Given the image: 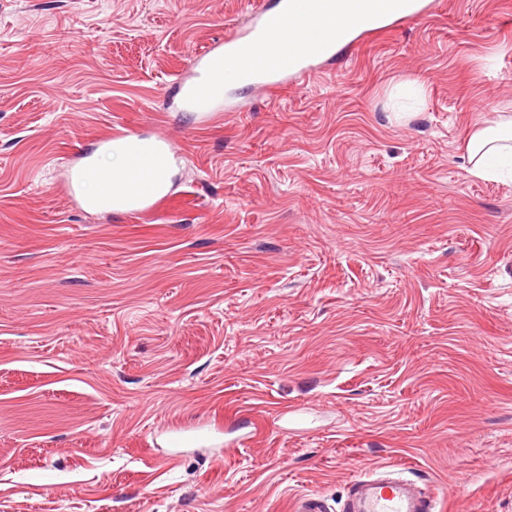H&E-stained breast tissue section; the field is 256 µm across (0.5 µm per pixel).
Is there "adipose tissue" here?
Listing matches in <instances>:
<instances>
[{
  "mask_svg": "<svg viewBox=\"0 0 512 512\" xmlns=\"http://www.w3.org/2000/svg\"><path fill=\"white\" fill-rule=\"evenodd\" d=\"M465 150L471 175L490 181L512 178V104L501 106L495 121H477ZM91 163L97 174L83 182L82 192L92 211L111 209L112 201L105 196V189H112L113 194H131V181L145 180L152 172L151 165L132 164L124 141L112 143Z\"/></svg>",
  "mask_w": 512,
  "mask_h": 512,
  "instance_id": "obj_1",
  "label": "adipose tissue"
}]
</instances>
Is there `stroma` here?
<instances>
[{
  "mask_svg": "<svg viewBox=\"0 0 512 512\" xmlns=\"http://www.w3.org/2000/svg\"><path fill=\"white\" fill-rule=\"evenodd\" d=\"M259 0H0V512H341L375 466L512 512V0L341 46L211 122L173 79ZM121 128L174 148L145 218L60 187ZM222 422L226 455L155 435ZM512 104L500 106L494 122L479 120L466 143L469 173L484 180L512 178Z\"/></svg>",
  "mask_w": 512,
  "mask_h": 512,
  "instance_id": "35a3bbf8",
  "label": "stroma"
}]
</instances>
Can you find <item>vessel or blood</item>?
Instances as JSON below:
<instances>
[{"label": "vessel or blood", "instance_id": "obj_1", "mask_svg": "<svg viewBox=\"0 0 512 512\" xmlns=\"http://www.w3.org/2000/svg\"><path fill=\"white\" fill-rule=\"evenodd\" d=\"M380 22L404 20L420 16L424 10L422 0H374ZM301 0H276L273 7L253 10L247 21L225 36L223 41L208 47L192 57L189 68L193 80L184 84V104L203 122H210L216 115L217 101L212 96L197 91L196 81L211 74L213 63L223 57L243 56L248 51L263 49L267 41L280 28L282 16L302 10ZM285 57L284 65L273 71H255L251 83L258 88H274L322 73L330 60L336 57L335 40L313 38L307 26L294 30L290 38L279 41ZM138 202L127 208L129 217L137 218L154 208L159 198L153 182L137 188ZM214 438L213 431L174 429L167 443L173 447H203ZM343 512H438L437 492H421L416 481L387 474L382 468L371 469L358 477L350 486Z\"/></svg>", "mask_w": 512, "mask_h": 512}]
</instances>
